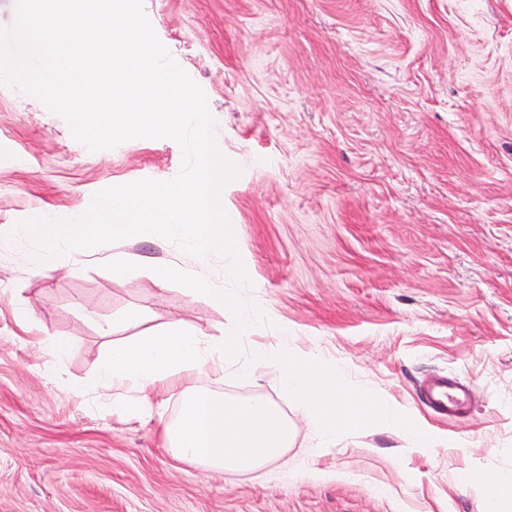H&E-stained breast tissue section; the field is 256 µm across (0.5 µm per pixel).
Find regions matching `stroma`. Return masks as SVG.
Listing matches in <instances>:
<instances>
[{"label":"stroma","instance_id":"stroma-1","mask_svg":"<svg viewBox=\"0 0 512 512\" xmlns=\"http://www.w3.org/2000/svg\"><path fill=\"white\" fill-rule=\"evenodd\" d=\"M144 11L240 171L220 197L245 277L224 287L271 315L249 348L288 330L445 445L369 426L317 448L278 371L245 385L229 368L225 395L278 402L295 434L262 475L218 473L166 449L177 393L149 416L74 396L107 355L102 325L215 336L235 318L152 283L150 267L197 268L172 242L118 241L35 270L18 222L73 220L105 188L171 180L183 153L167 138L89 150L0 82V512H485L469 473H512V0H144ZM118 257L141 272L113 279L105 265ZM50 336L72 344L62 364ZM434 376L472 387L451 418L421 399Z\"/></svg>","mask_w":512,"mask_h":512}]
</instances>
